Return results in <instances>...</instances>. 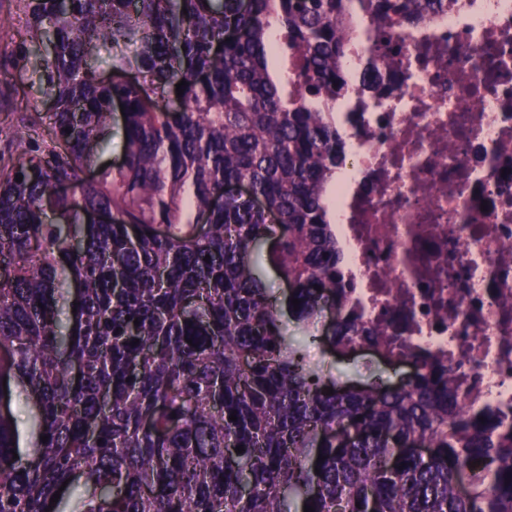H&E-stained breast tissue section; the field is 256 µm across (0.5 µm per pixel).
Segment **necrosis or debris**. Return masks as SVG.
Listing matches in <instances>:
<instances>
[{"label":"necrosis or debris","mask_w":512,"mask_h":512,"mask_svg":"<svg viewBox=\"0 0 512 512\" xmlns=\"http://www.w3.org/2000/svg\"><path fill=\"white\" fill-rule=\"evenodd\" d=\"M345 32L344 141L332 231L342 310L398 379L445 367L466 417L512 433V0H457L387 29Z\"/></svg>","instance_id":"4bbe7bcc"}]
</instances>
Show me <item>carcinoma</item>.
Returning a JSON list of instances; mask_svg holds the SVG:
<instances>
[{
  "instance_id": "carcinoma-1",
  "label": "carcinoma",
  "mask_w": 512,
  "mask_h": 512,
  "mask_svg": "<svg viewBox=\"0 0 512 512\" xmlns=\"http://www.w3.org/2000/svg\"><path fill=\"white\" fill-rule=\"evenodd\" d=\"M364 2L380 25L450 7ZM19 4L50 145L0 169V512H512V434L462 422L448 370L378 388L309 356L355 336H315L345 303L343 142L310 101L347 93V0Z\"/></svg>"
}]
</instances>
